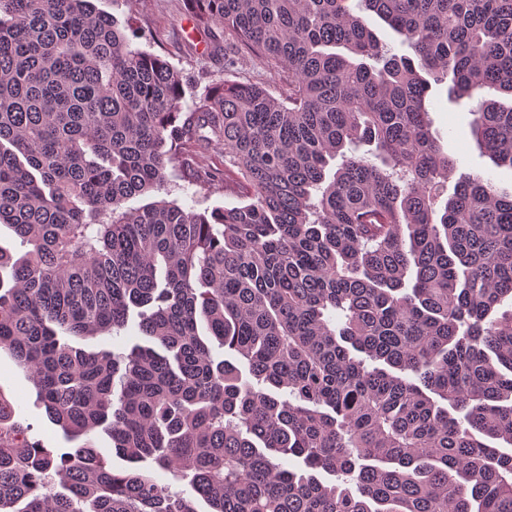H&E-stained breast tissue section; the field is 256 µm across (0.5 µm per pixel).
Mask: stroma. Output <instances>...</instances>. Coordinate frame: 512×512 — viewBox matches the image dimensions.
Returning <instances> with one entry per match:
<instances>
[{"label": "stroma", "mask_w": 512, "mask_h": 512, "mask_svg": "<svg viewBox=\"0 0 512 512\" xmlns=\"http://www.w3.org/2000/svg\"><path fill=\"white\" fill-rule=\"evenodd\" d=\"M92 3L95 9L116 17L132 46L165 57L183 72L192 89L182 103V119L190 118L196 95L227 77L243 83H263L277 96L285 90L277 73L250 55L240 61L232 75H225L224 48L235 43V34L221 26L208 31L198 27L182 0H92ZM469 107V100L452 106L448 104L445 92L434 94L429 104L432 131L457 159L459 172L492 178L499 190L512 193V169L495 167L475 146L469 131ZM167 174L164 193L152 192L133 198L131 206L164 198L201 210L215 206L232 207L240 201L234 184L192 185L185 181L182 169L177 166L168 168ZM0 392L13 401L22 424L28 428L30 441L59 452L67 449L68 443L61 431L48 420L39 404L32 382L4 352H0Z\"/></svg>", "instance_id": "35a3bbf8"}]
</instances>
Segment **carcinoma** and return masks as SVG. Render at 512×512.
<instances>
[{
	"instance_id": "obj_1",
	"label": "carcinoma",
	"mask_w": 512,
	"mask_h": 512,
	"mask_svg": "<svg viewBox=\"0 0 512 512\" xmlns=\"http://www.w3.org/2000/svg\"><path fill=\"white\" fill-rule=\"evenodd\" d=\"M288 93L187 80L89 0H0V512H512V195L435 138L431 92L512 169V0H185ZM374 16L399 37L370 27ZM242 203L160 199L184 139ZM126 353L81 342L124 328ZM101 431L111 451L96 446ZM127 466L112 467L110 452ZM334 477L324 482L321 474ZM185 158L196 170L203 171L208 168L220 167L224 157L222 156L221 148L215 147L208 151L198 150L191 147L189 144L186 146ZM0 391L13 401L22 424L30 427L27 436L31 442L38 441L46 448H54L58 453L73 446L46 417L28 376L3 351L0 352Z\"/></svg>"
}]
</instances>
